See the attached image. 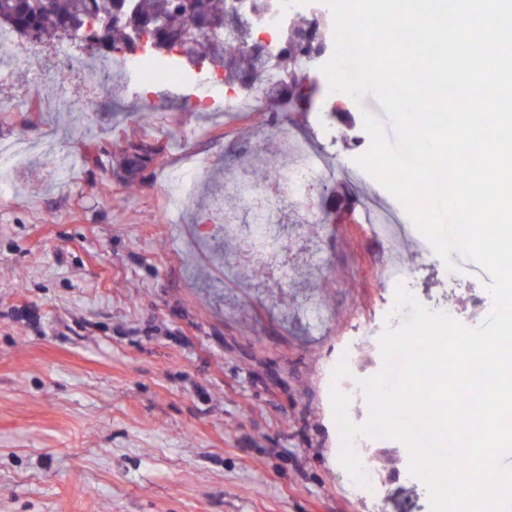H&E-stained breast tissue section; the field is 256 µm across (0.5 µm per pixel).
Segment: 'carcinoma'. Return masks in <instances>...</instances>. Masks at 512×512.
<instances>
[{"label": "carcinoma", "instance_id": "obj_1", "mask_svg": "<svg viewBox=\"0 0 512 512\" xmlns=\"http://www.w3.org/2000/svg\"><path fill=\"white\" fill-rule=\"evenodd\" d=\"M226 7L227 0H0V26L14 29L20 37L19 51L24 53L30 49L26 34L33 31L42 39L55 38L66 26L80 34L87 19L93 17L104 23L94 53L107 57L121 49L127 54L136 52L133 37L139 27L150 33L152 47L146 52L169 55L184 29L194 24L198 37L187 47L189 55L213 61L229 87L261 83L271 100L284 99L296 108L311 103L316 86L308 77L307 66L319 43L317 31L325 29V22L304 14L300 22L281 31L280 48L275 53L256 38L254 24L245 22L224 39L223 54L219 55L212 27L224 21ZM160 18L165 24L157 28L155 22ZM124 168L125 180L135 181L145 168L144 157L135 151L126 154Z\"/></svg>", "mask_w": 512, "mask_h": 512}]
</instances>
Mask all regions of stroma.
<instances>
[{
  "label": "stroma",
  "mask_w": 512,
  "mask_h": 512,
  "mask_svg": "<svg viewBox=\"0 0 512 512\" xmlns=\"http://www.w3.org/2000/svg\"><path fill=\"white\" fill-rule=\"evenodd\" d=\"M43 45L26 66H0V142L34 145L0 192V512H430L409 474L406 447L361 440L373 478L360 489L339 461L331 384L356 390L380 372L379 338L400 325L389 251L412 271L406 287L433 310L474 328L490 313V276L460 254L443 262L409 227L394 245L360 215L398 201L368 173L336 195L278 215L290 243L287 273H255L236 241L213 247L206 220L248 201L221 175L264 161L274 133L293 126L334 169H356L362 113L391 119L372 95L344 97L334 113L187 111L167 85L123 87L72 106L86 54ZM49 68L61 111L37 110L28 71ZM149 143L154 159L125 188L120 150ZM198 158V191L185 208L167 193L171 170ZM346 363L348 377L333 380Z\"/></svg>",
  "instance_id": "obj_1"
}]
</instances>
